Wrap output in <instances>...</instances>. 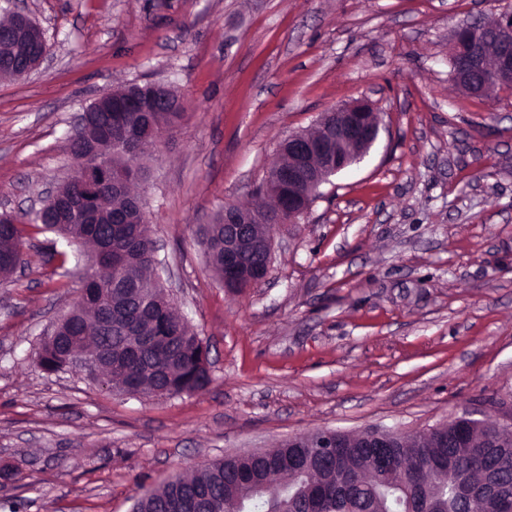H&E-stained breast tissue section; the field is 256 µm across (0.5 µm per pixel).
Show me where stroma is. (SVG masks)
I'll return each instance as SVG.
<instances>
[{
	"mask_svg": "<svg viewBox=\"0 0 512 512\" xmlns=\"http://www.w3.org/2000/svg\"><path fill=\"white\" fill-rule=\"evenodd\" d=\"M512 0H28L50 54L0 78V206L23 263L0 280V504L131 512L137 493L290 436L512 421V93L451 79L450 42ZM162 82L186 114L148 161L160 283L209 349L210 385L172 396L45 370L84 249L32 223L72 171L75 115ZM368 101L370 155L275 228L264 282L224 287L198 242L257 202L288 135Z\"/></svg>",
	"mask_w": 512,
	"mask_h": 512,
	"instance_id": "stroma-1",
	"label": "stroma"
}]
</instances>
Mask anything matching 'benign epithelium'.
I'll list each match as a JSON object with an SVG mask.
<instances>
[{
    "instance_id": "obj_1",
    "label": "benign epithelium",
    "mask_w": 512,
    "mask_h": 512,
    "mask_svg": "<svg viewBox=\"0 0 512 512\" xmlns=\"http://www.w3.org/2000/svg\"><path fill=\"white\" fill-rule=\"evenodd\" d=\"M5 3L6 7H0V20L11 35V50H19L25 55V68L11 71L9 75L28 76L48 58L50 47L45 31L26 14L23 0H5ZM451 59L453 81L468 94L481 96L495 88L512 90V10L503 11L483 23L457 27L453 32ZM110 111L113 112L110 128L103 133H94L104 157L73 169L67 180L48 191L47 200L57 202L70 195V183H78L81 224L112 223V207L103 203L100 190L106 186L123 192L126 186V181L112 178V156L154 154L161 145L159 140L141 139L129 133L125 113L149 111L134 95L127 96L115 109L112 108V93L100 96L83 111L78 126L89 132L91 128L87 126L85 116L90 112ZM379 133L380 119L373 107L365 101H357L322 114L313 131L292 134L283 140L278 147L283 163L275 172L277 207L257 211L252 223H240L237 216L242 208L234 203L224 205V271L237 270L248 251L260 250L271 255L274 227L299 223L320 196L319 187L332 182V178L345 168L361 164L375 147ZM126 331V343L120 349L99 360L78 348L74 364L99 379L104 367L125 371V364L138 354L143 340L131 328ZM485 425L486 422L464 413L449 421L446 428L462 436ZM496 429L499 437L485 447H511L512 422L498 424ZM420 439L419 434L374 429H364L354 435L323 431L291 436L281 447L306 448L310 459L320 469L339 476L348 466L346 448L372 449L371 467L385 470L392 466L386 449L400 445L419 448Z\"/></svg>"
}]
</instances>
